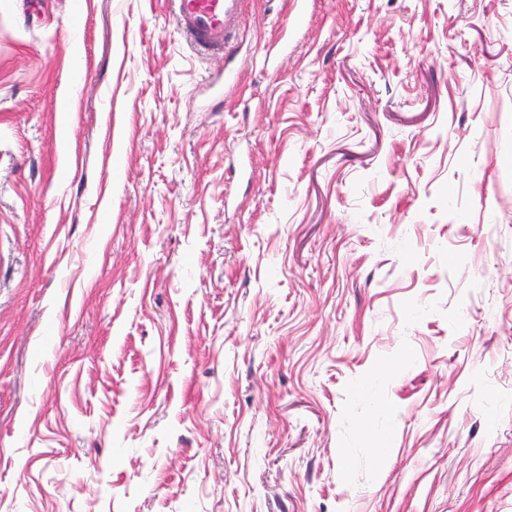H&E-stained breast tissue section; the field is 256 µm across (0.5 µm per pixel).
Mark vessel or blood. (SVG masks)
Wrapping results in <instances>:
<instances>
[{"instance_id":"b4317fda","label":"vessel or blood","mask_w":512,"mask_h":512,"mask_svg":"<svg viewBox=\"0 0 512 512\" xmlns=\"http://www.w3.org/2000/svg\"><path fill=\"white\" fill-rule=\"evenodd\" d=\"M178 26L201 51L224 56V82L239 76L235 47L247 0H172Z\"/></svg>"}]
</instances>
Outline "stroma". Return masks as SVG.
Masks as SVG:
<instances>
[{"label": "stroma", "instance_id": "stroma-1", "mask_svg": "<svg viewBox=\"0 0 512 512\" xmlns=\"http://www.w3.org/2000/svg\"><path fill=\"white\" fill-rule=\"evenodd\" d=\"M242 31L0 0V512H512V0Z\"/></svg>", "mask_w": 512, "mask_h": 512}]
</instances>
